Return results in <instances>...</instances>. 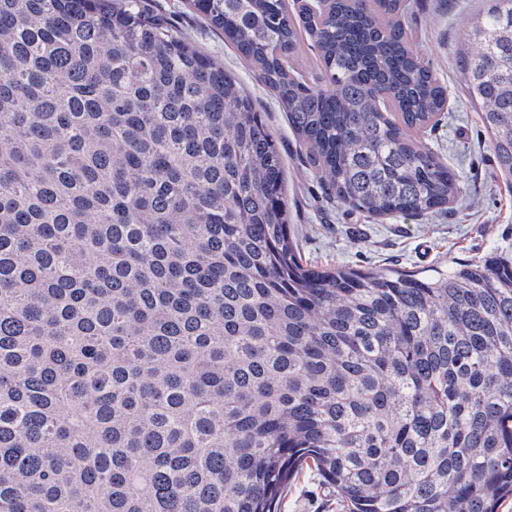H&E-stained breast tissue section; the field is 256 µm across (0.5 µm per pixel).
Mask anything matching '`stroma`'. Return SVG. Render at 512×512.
<instances>
[{
  "label": "stroma",
  "mask_w": 512,
  "mask_h": 512,
  "mask_svg": "<svg viewBox=\"0 0 512 512\" xmlns=\"http://www.w3.org/2000/svg\"><path fill=\"white\" fill-rule=\"evenodd\" d=\"M148 3L234 73L265 112L285 157L288 221L306 260L332 268L415 271L455 258L512 255V178L496 173L488 135L464 91L458 67L460 40L482 0H407L410 45L430 60L448 89L443 112L416 138L460 177L464 187L447 210L418 221L369 217L332 198L305 164V151L283 107L256 69L225 44L223 34L203 22L190 0ZM281 512H336V498L317 477L303 473L289 485Z\"/></svg>",
  "instance_id": "stroma-1"
}]
</instances>
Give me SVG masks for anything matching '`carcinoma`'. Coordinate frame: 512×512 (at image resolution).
Instances as JSON below:
<instances>
[{"label": "carcinoma", "mask_w": 512, "mask_h": 512, "mask_svg": "<svg viewBox=\"0 0 512 512\" xmlns=\"http://www.w3.org/2000/svg\"><path fill=\"white\" fill-rule=\"evenodd\" d=\"M405 2L192 0L370 217L463 192L411 136L447 88ZM464 44L511 177L512 0ZM284 183L254 99L145 0H0V512H280L304 470L338 512L512 498V257L318 267ZM291 65L309 77L316 76L321 69L317 53L308 46L306 41L302 43L300 52L292 58Z\"/></svg>", "instance_id": "carcinoma-1"}]
</instances>
